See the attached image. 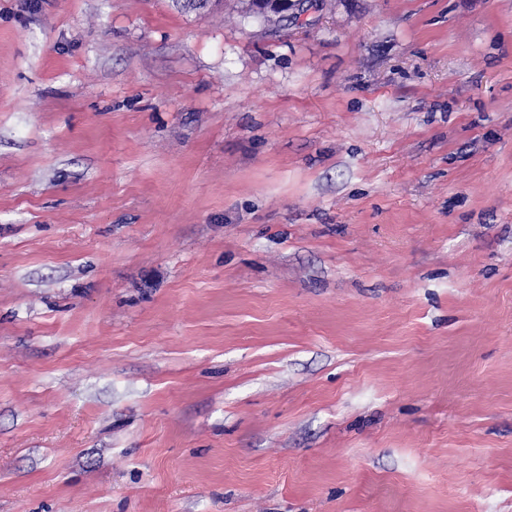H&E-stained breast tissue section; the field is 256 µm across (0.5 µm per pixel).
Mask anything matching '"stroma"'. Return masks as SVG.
Wrapping results in <instances>:
<instances>
[{
	"label": "stroma",
	"mask_w": 512,
	"mask_h": 512,
	"mask_svg": "<svg viewBox=\"0 0 512 512\" xmlns=\"http://www.w3.org/2000/svg\"><path fill=\"white\" fill-rule=\"evenodd\" d=\"M0 0V512H512V0Z\"/></svg>",
	"instance_id": "obj_1"
}]
</instances>
